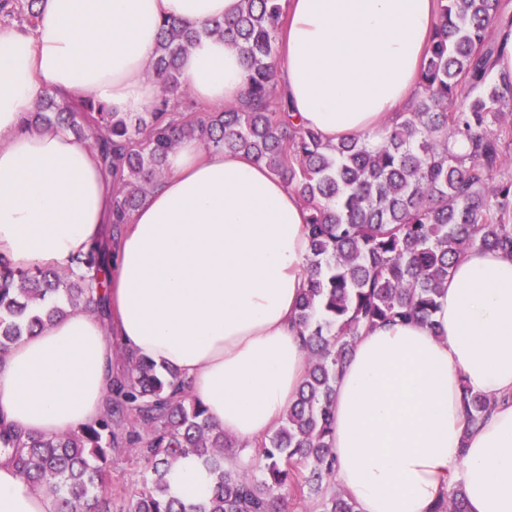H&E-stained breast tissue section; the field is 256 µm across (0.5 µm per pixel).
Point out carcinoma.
Here are the masks:
<instances>
[{
    "mask_svg": "<svg viewBox=\"0 0 512 512\" xmlns=\"http://www.w3.org/2000/svg\"><path fill=\"white\" fill-rule=\"evenodd\" d=\"M438 22L410 108L377 145L355 136L331 146L288 121V100L276 84L275 57L285 23L283 0H242L239 12L200 32L175 19L162 24L152 73L174 99L142 114L111 112L93 96L79 103L50 94L31 120L62 124L97 150L116 186L109 234L76 263L15 269L0 256V352L37 326L82 306L111 319L106 278L112 246L153 182L167 154L182 140L206 137L208 146L243 152L282 178L309 213L308 288L298 306L307 332L308 373L296 402L262 444V477L235 464L239 444L213 425L203 406L173 389L174 371L131 361L110 384L106 408L87 426L59 435H23L0 425V449L18 472L57 501V512H112L106 483L118 444L113 425L126 417L124 444L142 469V488L128 512H187L166 496V476L192 453L215 476L210 495L193 512H282L288 497L300 503L331 488L336 456L332 399L340 369L361 333L377 324L416 319L433 324L440 288L454 263L478 246L512 253V181L494 183L512 127V75L496 70L494 30L512 27L509 0H437ZM39 0H3L1 9L24 24ZM203 35L238 49L247 70V99L238 106L194 116L185 112L188 89L179 60ZM469 144L464 154L452 139ZM468 423L491 409L484 395L463 389ZM322 512H357L336 491ZM433 512H465L456 488Z\"/></svg>",
    "mask_w": 512,
    "mask_h": 512,
    "instance_id": "1",
    "label": "carcinoma"
}]
</instances>
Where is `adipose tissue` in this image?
<instances>
[{"mask_svg":"<svg viewBox=\"0 0 512 512\" xmlns=\"http://www.w3.org/2000/svg\"><path fill=\"white\" fill-rule=\"evenodd\" d=\"M241 0H42L33 28L0 26V255L17 269L66 267L113 219L114 187L97 153L65 127L29 129L46 93L93 96L136 115L161 96L147 66L161 25L202 36L180 60L201 102L246 92L242 55L205 35ZM436 0H288L276 81L294 123L336 144L380 139L408 107ZM123 229L111 263V324L76 308L0 355V420L55 435L104 410L118 356L174 368L177 384L242 446L279 426L307 364L296 320L307 287L308 213L296 192L250 157L182 141ZM496 406L469 425L463 388ZM334 482L359 512H431L461 488L466 512H512V254L474 247L455 264L433 325L363 332L332 404ZM168 492L185 506L212 475L181 458ZM0 512H56L54 497L0 452Z\"/></svg>","mask_w":512,"mask_h":512,"instance_id":"ef3b65f1","label":"adipose tissue"}]
</instances>
